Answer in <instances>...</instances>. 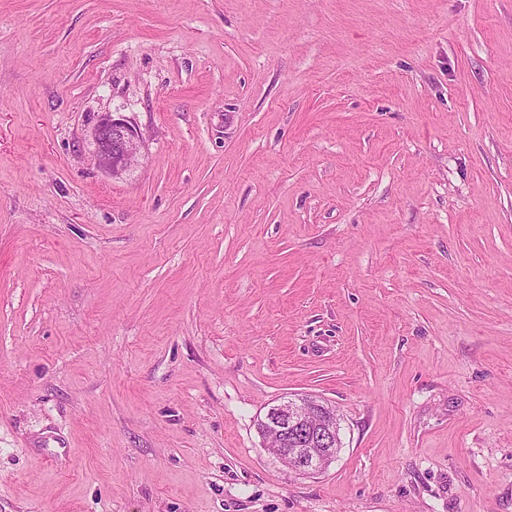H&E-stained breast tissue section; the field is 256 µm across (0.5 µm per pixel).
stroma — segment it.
<instances>
[{"label": "stroma", "instance_id": "stroma-1", "mask_svg": "<svg viewBox=\"0 0 512 512\" xmlns=\"http://www.w3.org/2000/svg\"><path fill=\"white\" fill-rule=\"evenodd\" d=\"M0 512H512V0H0ZM95 161L112 177L119 178L136 166L142 148L140 131L119 112H105L92 128ZM271 412L275 416L265 422L258 433L267 442L265 449L269 454L279 460L285 456L291 460L289 469L295 475L314 477L336 460L340 439L335 407L317 396H309L303 400L283 401L272 407L268 416ZM313 415H318L315 422H311ZM331 423L335 425L331 426ZM273 439L281 445L280 448L270 447ZM288 440L296 448L285 449Z\"/></svg>", "mask_w": 512, "mask_h": 512}]
</instances>
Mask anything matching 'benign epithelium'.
I'll list each match as a JSON object with an SVG mask.
<instances>
[{"label": "benign epithelium", "mask_w": 512, "mask_h": 512, "mask_svg": "<svg viewBox=\"0 0 512 512\" xmlns=\"http://www.w3.org/2000/svg\"><path fill=\"white\" fill-rule=\"evenodd\" d=\"M95 161L114 178L136 166L142 148L140 131L119 112H106L92 128ZM274 417L258 430L265 449L277 459L288 457L300 477L322 473L336 460L339 426L335 407L316 396L287 400L271 408Z\"/></svg>", "instance_id": "7a95c632"}]
</instances>
